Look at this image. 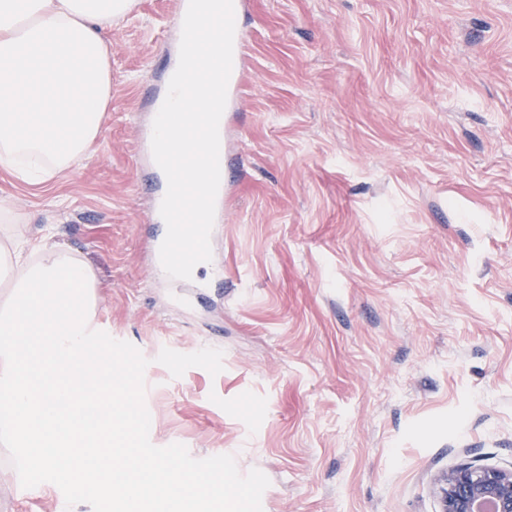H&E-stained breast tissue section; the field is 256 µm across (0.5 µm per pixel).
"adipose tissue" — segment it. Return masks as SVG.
I'll return each instance as SVG.
<instances>
[{"instance_id":"obj_1","label":"adipose tissue","mask_w":512,"mask_h":512,"mask_svg":"<svg viewBox=\"0 0 512 512\" xmlns=\"http://www.w3.org/2000/svg\"><path fill=\"white\" fill-rule=\"evenodd\" d=\"M135 0H0V165L29 183L86 155L111 93L109 32Z\"/></svg>"}]
</instances>
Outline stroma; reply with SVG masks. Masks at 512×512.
Segmentation results:
<instances>
[{"label": "stroma", "mask_w": 512, "mask_h": 512, "mask_svg": "<svg viewBox=\"0 0 512 512\" xmlns=\"http://www.w3.org/2000/svg\"><path fill=\"white\" fill-rule=\"evenodd\" d=\"M248 2L243 171L197 287L155 275L134 162L172 0L113 23L89 154L45 184L0 165V240L48 232L99 270L155 446L260 470L263 512H439L436 475L512 467V0ZM0 512L66 505L0 446Z\"/></svg>", "instance_id": "obj_1"}]
</instances>
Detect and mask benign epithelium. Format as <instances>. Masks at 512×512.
<instances>
[{
	"instance_id": "benign-epithelium-1",
	"label": "benign epithelium",
	"mask_w": 512,
	"mask_h": 512,
	"mask_svg": "<svg viewBox=\"0 0 512 512\" xmlns=\"http://www.w3.org/2000/svg\"><path fill=\"white\" fill-rule=\"evenodd\" d=\"M440 512H512V468L462 463L435 480Z\"/></svg>"
}]
</instances>
